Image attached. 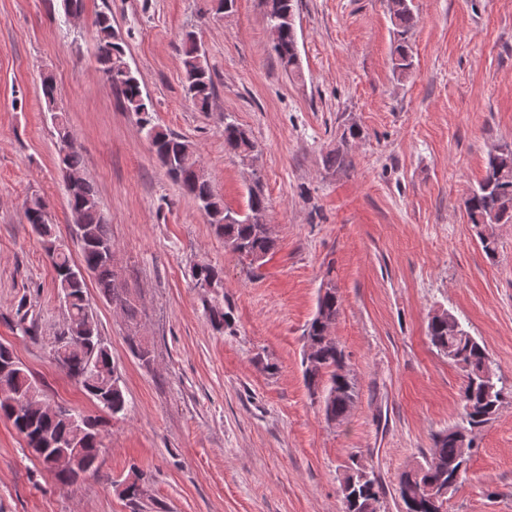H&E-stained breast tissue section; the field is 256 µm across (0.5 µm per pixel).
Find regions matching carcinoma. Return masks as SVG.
Listing matches in <instances>:
<instances>
[{
	"label": "carcinoma",
	"instance_id": "obj_1",
	"mask_svg": "<svg viewBox=\"0 0 512 512\" xmlns=\"http://www.w3.org/2000/svg\"><path fill=\"white\" fill-rule=\"evenodd\" d=\"M264 6L267 22L295 7V0H259ZM391 14L399 36L395 48V68L407 73L412 67V54L407 36L416 19L412 0H390ZM94 33L100 68L112 73L108 84L117 93L123 108L134 113L141 129L146 131L159 162L173 179L207 211L210 224L224 238L225 246L240 259L266 258L276 249V239L256 222L257 214L267 210V200L256 189L249 193L248 212L240 215L224 207L206 176L198 173L200 160L193 147L181 137L161 130L153 123V104L143 93L137 73L124 71L127 64L124 43L112 26L106 13L97 15ZM285 72L300 76L297 35L290 29L281 31L279 41L273 46ZM182 69L185 93L201 112L209 111L214 96V82L205 60V54L195 32L188 31L182 38ZM42 92L47 109L54 113V129L59 142L73 140L62 117L54 112L57 89L52 77L42 82ZM361 131L351 125L345 129L336 145L324 159L327 170H342L352 166L347 143L360 138ZM256 149L250 134L234 122L224 124V150L240 157ZM58 160L65 175L84 172L83 157L78 146L72 144L65 152L58 153ZM68 205L76 218L73 230L80 247L81 261L75 263L69 249L59 243L53 233L52 217L40 199L30 204L40 207L33 213L24 208V218L32 230L43 238L54 273L58 293L67 298L63 330L57 338L55 352L63 355V369L78 382L100 409L99 415H86L62 407L53 416L43 412L39 400L29 398L31 391L42 393L30 371L17 359L9 345L0 343V381L8 382L17 394L16 404L0 402V418L7 420L22 436L26 447L42 466L52 473L58 483L69 486L98 469L102 443L100 433L107 426L106 417L118 418L128 411L125 387L120 378H112L116 367L112 352L102 339L94 318L87 292V282L80 274L85 269L94 279L100 294L127 318L129 325L137 326V311L127 295L110 259L114 249L106 215L100 207L97 193L87 179L67 183ZM469 221L481 224L512 223V149H500L488 157L485 173L477 186L464 199ZM192 278L224 281V271L211 264H197L191 270ZM26 303L20 302L15 327L25 336L36 335L34 320L28 319ZM211 326L222 331L231 326L224 304L213 298L205 305ZM340 313V300L336 289L318 293L316 313L304 330L306 342L314 346L313 357L303 359V375L310 392L320 389L322 412L326 421L341 426L348 419L357 397V384L350 375L344 350L335 340H324V328L336 325ZM428 336L437 351L460 369L464 377L461 390L463 411L448 429L433 436V448L422 460L404 471L400 479L406 481L409 499L404 501V512H447L444 503L464 482L472 449L477 435L497 415L506 397H512V385H506L492 369L486 347L481 344L462 322L449 311L428 322ZM128 344L133 354L145 366L152 362V351L142 340L132 335ZM74 458L68 470H56L52 461L56 456ZM351 475L342 489L344 512H380L384 490L375 473L363 479L361 462L351 459L347 467ZM132 481L119 492L131 512H142L143 496L137 483L150 482L147 473L133 468ZM446 487L448 495L440 498L434 489Z\"/></svg>",
	"mask_w": 512,
	"mask_h": 512
}]
</instances>
